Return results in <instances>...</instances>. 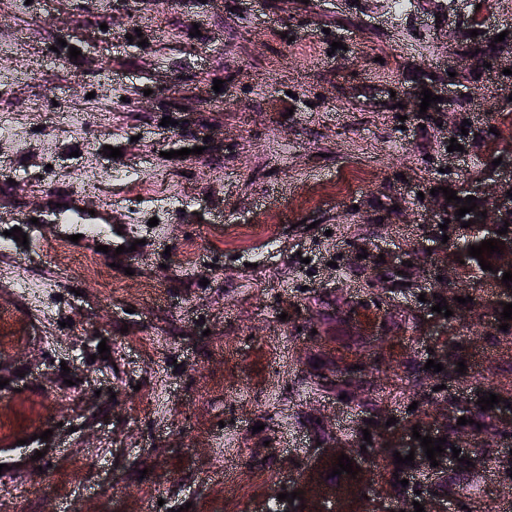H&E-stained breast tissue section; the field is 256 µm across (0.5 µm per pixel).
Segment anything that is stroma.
I'll list each match as a JSON object with an SVG mask.
<instances>
[{"label": "stroma", "mask_w": 512, "mask_h": 512, "mask_svg": "<svg viewBox=\"0 0 512 512\" xmlns=\"http://www.w3.org/2000/svg\"><path fill=\"white\" fill-rule=\"evenodd\" d=\"M0 30L27 38L12 96L36 106L0 177V233L94 158L85 207H111L126 248L108 299L83 249L0 253L50 284L40 316L0 279V512H268L336 440L367 476L357 512L512 506L501 414L445 476L393 457L413 433L438 436V405L461 417L512 398V325L457 256L486 230L440 229L426 198L512 168V75L448 73L462 45L512 42V0H412L399 15L390 0H111L106 15L99 0H0ZM62 39L79 50L67 67ZM409 88L439 100L421 110ZM107 102L113 120L82 135L53 122ZM129 168L164 175L172 197L112 181ZM443 260L449 317L434 311Z\"/></svg>", "instance_id": "stroma-1"}]
</instances>
